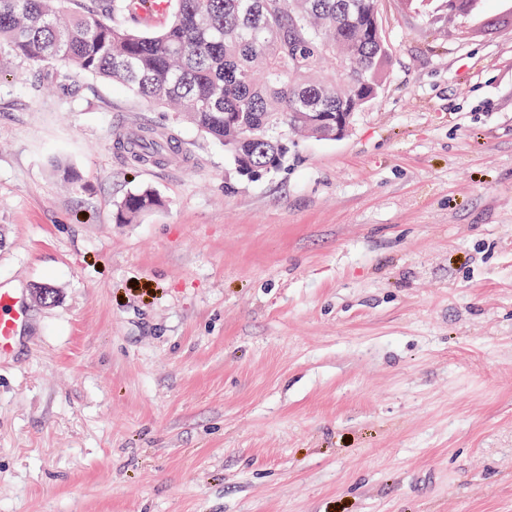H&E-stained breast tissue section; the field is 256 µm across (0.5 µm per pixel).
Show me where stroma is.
<instances>
[{
    "label": "stroma",
    "mask_w": 512,
    "mask_h": 512,
    "mask_svg": "<svg viewBox=\"0 0 512 512\" xmlns=\"http://www.w3.org/2000/svg\"><path fill=\"white\" fill-rule=\"evenodd\" d=\"M378 8L377 102L258 180L98 77H0V512H512V17ZM121 148L127 150L135 159L143 160L147 158H156L166 152L167 145L153 138L148 132L140 131L134 137L127 138L118 142ZM162 203L160 195L151 188H141L128 193L117 207L116 223L132 224L139 217ZM29 305L15 290L0 289V358L9 356L28 323Z\"/></svg>",
    "instance_id": "obj_1"
}]
</instances>
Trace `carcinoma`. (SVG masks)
Segmentation results:
<instances>
[{
  "instance_id": "1",
  "label": "carcinoma",
  "mask_w": 512,
  "mask_h": 512,
  "mask_svg": "<svg viewBox=\"0 0 512 512\" xmlns=\"http://www.w3.org/2000/svg\"><path fill=\"white\" fill-rule=\"evenodd\" d=\"M0 0V73L64 63L180 112L224 145L237 172L261 178L287 154L299 112H361L385 86L390 46L375 0H166L157 32L134 26L142 0ZM120 147L138 160L167 145L148 132ZM162 203L128 193L118 224Z\"/></svg>"
}]
</instances>
